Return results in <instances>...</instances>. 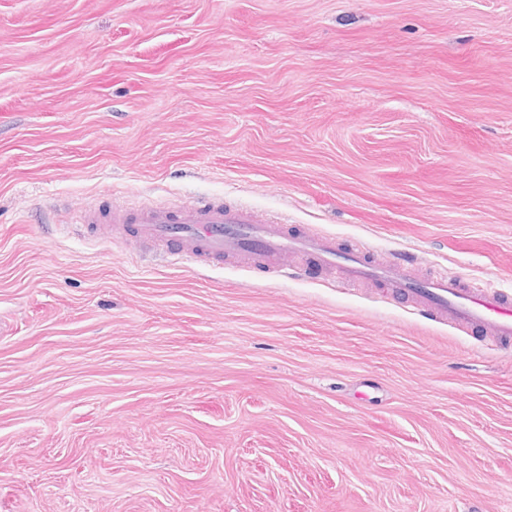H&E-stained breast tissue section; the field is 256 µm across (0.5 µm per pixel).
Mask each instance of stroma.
<instances>
[{"instance_id": "stroma-1", "label": "stroma", "mask_w": 512, "mask_h": 512, "mask_svg": "<svg viewBox=\"0 0 512 512\" xmlns=\"http://www.w3.org/2000/svg\"><path fill=\"white\" fill-rule=\"evenodd\" d=\"M103 188L512 291V0H0V512H512V349Z\"/></svg>"}]
</instances>
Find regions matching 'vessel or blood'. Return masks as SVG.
Instances as JSON below:
<instances>
[{"mask_svg": "<svg viewBox=\"0 0 512 512\" xmlns=\"http://www.w3.org/2000/svg\"><path fill=\"white\" fill-rule=\"evenodd\" d=\"M76 221L85 237L99 238L102 225L108 224L187 265L220 266L225 258L241 257L250 265L274 270L281 268L284 257L302 255L319 274L344 287L373 285L383 297L411 304L460 332L479 334L495 345H512L511 294L436 269L418 276L409 257L391 254L376 259L358 245L345 251L327 234H289L282 218L241 204L188 198L174 204L116 206L105 191Z\"/></svg>", "mask_w": 512, "mask_h": 512, "instance_id": "1", "label": "vessel or blood"}]
</instances>
